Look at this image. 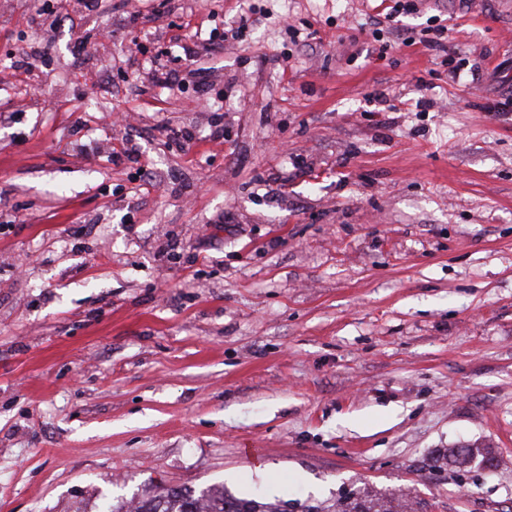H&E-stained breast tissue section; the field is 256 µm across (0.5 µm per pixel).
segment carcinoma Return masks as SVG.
<instances>
[{"label": "carcinoma", "instance_id": "obj_1", "mask_svg": "<svg viewBox=\"0 0 512 512\" xmlns=\"http://www.w3.org/2000/svg\"><path fill=\"white\" fill-rule=\"evenodd\" d=\"M137 512H405V505L393 494L372 495L361 486L339 493L328 504L272 502L259 495L240 497L224 489L197 492L177 487L162 488L139 501Z\"/></svg>", "mask_w": 512, "mask_h": 512}]
</instances>
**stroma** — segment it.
Masks as SVG:
<instances>
[{"label":"stroma","mask_w":512,"mask_h":512,"mask_svg":"<svg viewBox=\"0 0 512 512\" xmlns=\"http://www.w3.org/2000/svg\"><path fill=\"white\" fill-rule=\"evenodd\" d=\"M155 2L0 0V69L44 54L0 84V512H512V6ZM433 15L473 75L409 43ZM395 495H371L366 487H356L351 492H341L330 504H306L290 500L275 502L254 495L240 497L224 488L220 491L188 488H162L154 495L139 501L135 512H405ZM290 509V510H289ZM298 509V510H297Z\"/></svg>","instance_id":"1"}]
</instances>
